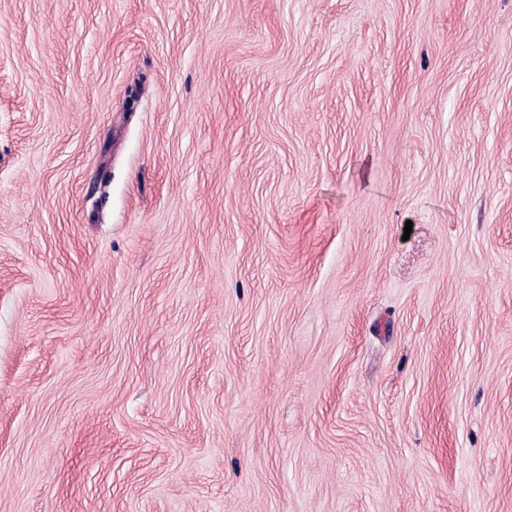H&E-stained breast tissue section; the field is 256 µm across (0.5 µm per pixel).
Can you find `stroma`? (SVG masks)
Masks as SVG:
<instances>
[{
  "label": "stroma",
  "mask_w": 512,
  "mask_h": 512,
  "mask_svg": "<svg viewBox=\"0 0 512 512\" xmlns=\"http://www.w3.org/2000/svg\"><path fill=\"white\" fill-rule=\"evenodd\" d=\"M0 512H512V0H0Z\"/></svg>",
  "instance_id": "stroma-1"
}]
</instances>
